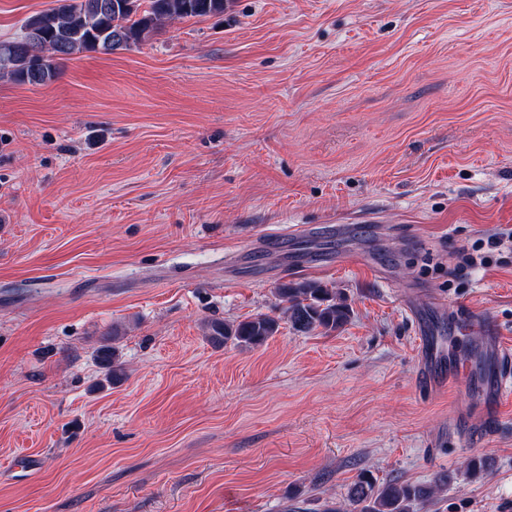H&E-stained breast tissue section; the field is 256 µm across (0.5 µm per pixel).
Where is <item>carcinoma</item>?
I'll return each instance as SVG.
<instances>
[{"label": "carcinoma", "instance_id": "1", "mask_svg": "<svg viewBox=\"0 0 512 512\" xmlns=\"http://www.w3.org/2000/svg\"><path fill=\"white\" fill-rule=\"evenodd\" d=\"M55 6L27 18L23 35L0 42V73L19 84L43 85L56 79L59 61L82 53L114 54L136 45L158 28L184 19L224 13L229 0H54ZM282 315L258 314L238 322L212 321L206 335L215 343L257 347L274 336L287 320L293 330L331 332L350 317L346 299L317 281L283 283L276 288ZM97 358L105 376L124 374L118 350L104 344ZM448 476L429 485L378 481L362 470L348 491L356 512H414V507L440 493Z\"/></svg>", "mask_w": 512, "mask_h": 512}]
</instances>
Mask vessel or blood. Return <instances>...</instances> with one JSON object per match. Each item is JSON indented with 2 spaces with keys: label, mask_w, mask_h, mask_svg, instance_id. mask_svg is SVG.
I'll use <instances>...</instances> for the list:
<instances>
[{
  "label": "vessel or blood",
  "mask_w": 512,
  "mask_h": 512,
  "mask_svg": "<svg viewBox=\"0 0 512 512\" xmlns=\"http://www.w3.org/2000/svg\"><path fill=\"white\" fill-rule=\"evenodd\" d=\"M483 331L484 342L492 357L486 382L482 387V400L476 410L452 408L448 411L449 429L467 426L471 433L483 435L491 432L499 421V409L504 395L512 388V347L504 345L495 325L489 320L476 324H463V331ZM421 353L420 380L431 393L445 390L452 381H467L469 368L464 359L444 356L434 342L427 325H419Z\"/></svg>",
  "instance_id": "b4317fda"
}]
</instances>
